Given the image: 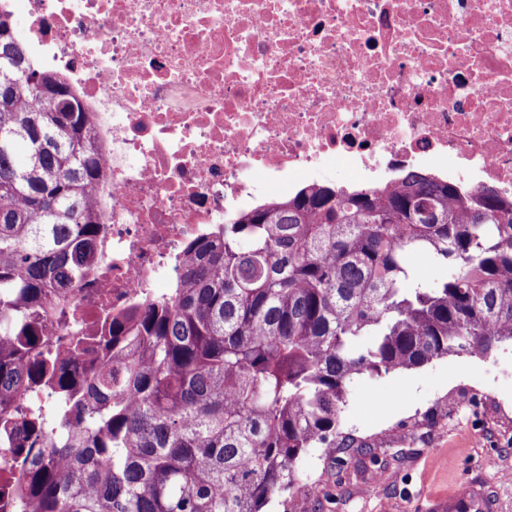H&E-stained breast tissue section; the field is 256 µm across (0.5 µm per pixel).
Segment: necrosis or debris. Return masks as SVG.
<instances>
[{
  "label": "necrosis or debris",
  "mask_w": 512,
  "mask_h": 512,
  "mask_svg": "<svg viewBox=\"0 0 512 512\" xmlns=\"http://www.w3.org/2000/svg\"><path fill=\"white\" fill-rule=\"evenodd\" d=\"M93 117L104 254L52 323L99 335L225 214L322 176L512 197V0H0Z\"/></svg>",
  "instance_id": "4bbe7bcc"
}]
</instances>
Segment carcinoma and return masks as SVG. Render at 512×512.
<instances>
[{
	"label": "carcinoma",
	"instance_id": "cac0c4a2",
	"mask_svg": "<svg viewBox=\"0 0 512 512\" xmlns=\"http://www.w3.org/2000/svg\"><path fill=\"white\" fill-rule=\"evenodd\" d=\"M0 16V448L16 512H264L313 445L343 448L359 375L512 344V201L427 173L347 191L314 184L186 246L165 294L112 317L69 368L43 320L75 315L102 255L90 116L11 47ZM46 76L58 90L34 80ZM439 270L409 285L407 257ZM55 400L28 411L21 391Z\"/></svg>",
	"mask_w": 512,
	"mask_h": 512
}]
</instances>
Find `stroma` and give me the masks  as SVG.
Instances as JSON below:
<instances>
[{
	"mask_svg": "<svg viewBox=\"0 0 512 512\" xmlns=\"http://www.w3.org/2000/svg\"><path fill=\"white\" fill-rule=\"evenodd\" d=\"M340 430L349 447L307 449L269 512H438L471 481L512 512V346L356 377Z\"/></svg>",
	"mask_w": 512,
	"mask_h": 512,
	"instance_id": "obj_1",
	"label": "stroma"
}]
</instances>
